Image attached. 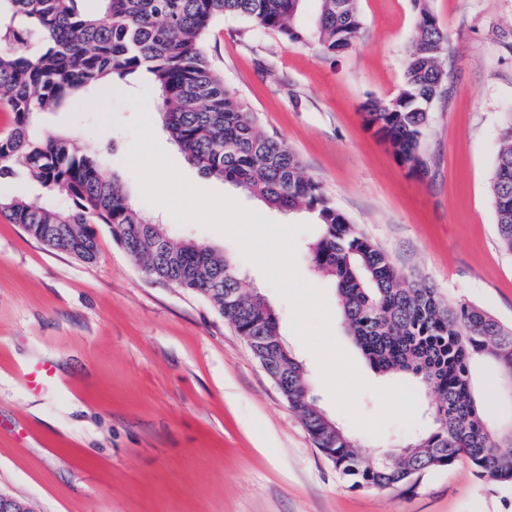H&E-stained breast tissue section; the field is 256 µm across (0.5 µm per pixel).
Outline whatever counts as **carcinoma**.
<instances>
[{
	"instance_id": "carcinoma-1",
	"label": "carcinoma",
	"mask_w": 512,
	"mask_h": 512,
	"mask_svg": "<svg viewBox=\"0 0 512 512\" xmlns=\"http://www.w3.org/2000/svg\"><path fill=\"white\" fill-rule=\"evenodd\" d=\"M0 0V104L14 112V129L0 137V179L20 189L0 194V215L51 249L91 263L99 246L93 224L112 237L156 280L200 293L248 337L253 354L295 410L317 447L355 487L410 488L425 472L465 457L475 475L512 484V422L492 420L493 397L512 388V326L487 310L451 300L438 289L407 281L386 253L325 196L283 142L255 132L244 103L216 73L205 41L225 15L279 32L288 43L315 45L328 56L351 50L363 21L358 0H318L316 18L295 24L304 0ZM417 24L402 87L387 101L369 99L365 123L387 142L397 162L422 165L427 102L447 95L448 35L415 0ZM144 72L158 92L156 110L172 142L207 177H219L284 211L306 210L317 226L312 266L328 275L342 322L370 363L402 374L434 397V421L407 455L383 461L357 451L353 437L311 395L302 362L282 348L278 317L241 287L234 260L192 239L173 238L138 209L98 155L73 150L66 136L38 131L39 115L76 108L115 78ZM501 246L512 252V119L501 129L491 177ZM493 367L482 400L471 367Z\"/></svg>"
}]
</instances>
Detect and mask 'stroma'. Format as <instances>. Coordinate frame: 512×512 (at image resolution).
Wrapping results in <instances>:
<instances>
[{
  "label": "stroma",
  "instance_id": "stroma-1",
  "mask_svg": "<svg viewBox=\"0 0 512 512\" xmlns=\"http://www.w3.org/2000/svg\"><path fill=\"white\" fill-rule=\"evenodd\" d=\"M429 4L448 33L450 94L431 108L419 173L396 161L360 110L401 89L417 22L413 0H360L362 36L336 58L229 15L209 34L208 54L257 131L284 141L406 278L510 325L512 254L499 245L489 185L512 113V0ZM150 104L148 85L135 79L113 91L107 110L90 100L48 112L39 130L69 136L76 151H96L138 208L231 256L244 287L277 313L320 407L362 454H396L413 429L392 422L375 436L335 406L315 356L292 330L290 304L236 244L196 223L176 225L142 199L126 166L136 143L127 124ZM153 129L156 151L196 186L257 211L260 223L303 225L296 265L324 291L336 343L368 383L395 385L372 372L340 322L333 284L311 267V217L267 208L204 176L161 124ZM94 230L98 258L85 263L0 216V492L37 512H512V485L479 479L465 459L424 474L410 491L353 487L247 338L200 294L149 278L107 225ZM39 363L53 366V378L28 389L20 372Z\"/></svg>",
  "mask_w": 512,
  "mask_h": 512
}]
</instances>
